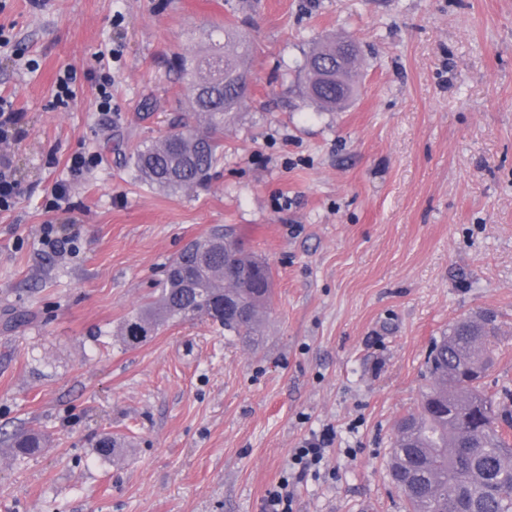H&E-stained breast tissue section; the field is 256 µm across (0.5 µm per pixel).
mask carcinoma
<instances>
[{"label": "carcinoma", "instance_id": "1", "mask_svg": "<svg viewBox=\"0 0 512 512\" xmlns=\"http://www.w3.org/2000/svg\"><path fill=\"white\" fill-rule=\"evenodd\" d=\"M247 47L225 32V44L209 43L180 57L178 69L189 86L192 111L203 125L176 119L160 140L137 149L134 164L141 180L163 190L204 182L223 156L224 119L244 99L239 79ZM336 42L316 46L306 69L308 94L320 109L333 111L355 91L351 71L343 81L324 82L319 62L335 58ZM237 270L233 292L243 314H224V266ZM269 265L239 242L235 229L216 228L191 242L169 264L158 297L124 321L120 340L135 348L163 325L201 318L224 327L229 336L258 335L260 313L270 300ZM500 327L497 316L462 317L448 335L434 342L426 366L432 384L418 411L395 423L391 477L406 512H512V412L487 395L483 379L493 363ZM41 447L35 433L16 437L12 448L26 456Z\"/></svg>", "mask_w": 512, "mask_h": 512}]
</instances>
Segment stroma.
Masks as SVG:
<instances>
[{
  "label": "stroma",
  "instance_id": "1",
  "mask_svg": "<svg viewBox=\"0 0 512 512\" xmlns=\"http://www.w3.org/2000/svg\"><path fill=\"white\" fill-rule=\"evenodd\" d=\"M227 24L252 52L224 154L201 185L152 188L134 152L188 110L175 59ZM0 27V95L22 113L0 433L45 438L24 458L0 445V512H262L285 476L294 512H403L388 453L432 342L495 312L485 388L512 391V0H0ZM334 39L358 48L357 94L320 111L304 66ZM77 153L94 167L47 210ZM46 224L69 244H44ZM224 224L272 269L258 342L194 320L125 348L169 262ZM328 427L299 471L295 448ZM335 437L336 433L327 428L320 435H313L308 438L301 448H296L292 459L293 463L298 466L299 471L319 465L324 458L326 449L333 443Z\"/></svg>",
  "mask_w": 512,
  "mask_h": 512
}]
</instances>
